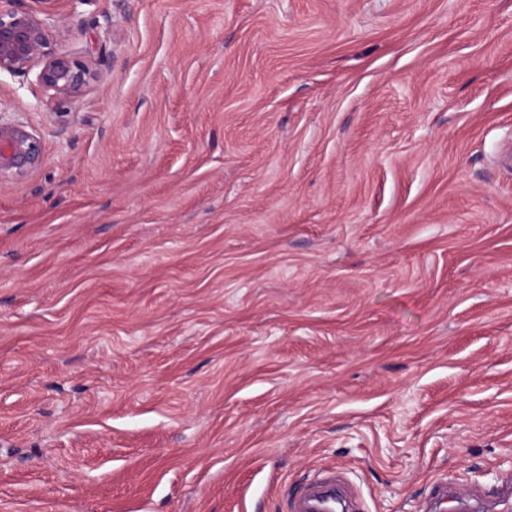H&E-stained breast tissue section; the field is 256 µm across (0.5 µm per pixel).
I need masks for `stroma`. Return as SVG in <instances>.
Returning a JSON list of instances; mask_svg holds the SVG:
<instances>
[{
  "label": "stroma",
  "instance_id": "obj_1",
  "mask_svg": "<svg viewBox=\"0 0 512 512\" xmlns=\"http://www.w3.org/2000/svg\"><path fill=\"white\" fill-rule=\"evenodd\" d=\"M0 110V512H512V0H58ZM453 496L437 504L433 485ZM39 9H2L0 5V73L27 76L40 66L36 81L48 103H77L96 71L80 57L54 48L51 27L53 4L58 0H33ZM42 162L39 132L25 122L5 120L0 113V186L26 177ZM343 481L336 471L313 480L292 502V512H336L337 489Z\"/></svg>",
  "mask_w": 512,
  "mask_h": 512
}]
</instances>
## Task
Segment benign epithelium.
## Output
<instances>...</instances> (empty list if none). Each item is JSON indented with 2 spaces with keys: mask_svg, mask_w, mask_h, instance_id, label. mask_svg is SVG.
Here are the masks:
<instances>
[{
  "mask_svg": "<svg viewBox=\"0 0 512 512\" xmlns=\"http://www.w3.org/2000/svg\"><path fill=\"white\" fill-rule=\"evenodd\" d=\"M36 2L38 9L0 8V72L26 76L38 66L36 81L47 102L74 104L98 74L83 59L54 48L48 20L56 0ZM42 162L39 132L0 116V186L26 177Z\"/></svg>",
  "mask_w": 512,
  "mask_h": 512,
  "instance_id": "7a95c632",
  "label": "benign epithelium"
}]
</instances>
